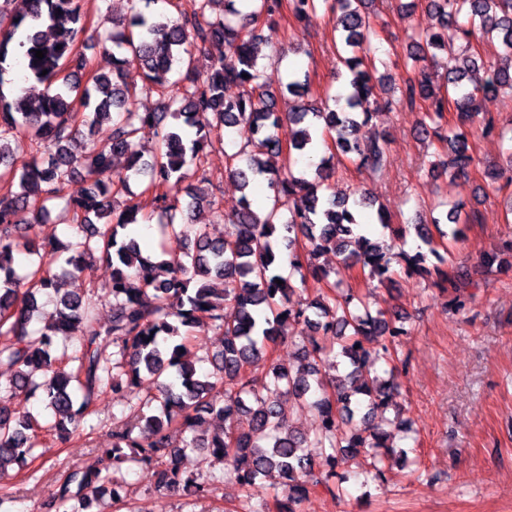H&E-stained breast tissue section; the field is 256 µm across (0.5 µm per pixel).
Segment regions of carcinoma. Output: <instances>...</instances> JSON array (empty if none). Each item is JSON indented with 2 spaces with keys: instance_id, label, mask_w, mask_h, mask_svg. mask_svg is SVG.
<instances>
[{
  "instance_id": "cac0c4a2",
  "label": "carcinoma",
  "mask_w": 512,
  "mask_h": 512,
  "mask_svg": "<svg viewBox=\"0 0 512 512\" xmlns=\"http://www.w3.org/2000/svg\"><path fill=\"white\" fill-rule=\"evenodd\" d=\"M169 2L131 0L129 13L106 17L110 28L97 40L103 50H112V72L97 73L89 70L85 53L91 37L82 0H0V86L16 57L11 42L17 33L25 81L45 85L36 97L24 92L7 99L0 92V479L9 467L21 470L41 458L46 438L70 439L69 426L97 414L103 390L127 399L125 419L112 422V445L100 449L102 467L60 478L56 495L40 512H69L76 492L87 501L108 488L117 497L123 469L132 464L147 471L159 492L203 496L210 486L180 466L188 450L224 464L249 491L278 473L283 498L275 499L276 512H296L309 485L320 483L310 448L326 451L325 463L332 468L363 456L365 474H382L395 447L391 432L372 417L396 406L398 389L394 370L380 375L377 365L392 361L403 322L372 314L350 290L292 305L291 278L300 275L304 286L309 273L336 289L331 270L319 264L329 252L381 284L392 280L393 262L407 274L422 273L431 256L439 262L440 288H465L473 275L465 266L444 270L442 265L451 254L444 238L458 239L460 225L474 222L476 213H464L456 204L432 220L440 240L428 225L417 224L421 245L413 253H395L394 245L374 242L360 231L361 211L374 206L371 198L338 197L323 187L333 178L339 156L371 176L382 174L386 139L358 133L393 105L412 108L418 102L425 103L419 135L448 146V159L430 164L431 169L442 170L445 188L463 187L475 163L468 130L477 124L493 129L477 101L512 91V72L472 57L448 76L443 90L416 63L434 59L436 51L461 36L496 43L511 54L512 0H429L435 30L412 38V64L405 65L397 99L373 105L368 103L373 73L364 57L377 32L368 0H288L299 22L321 7L336 13L348 92L334 97L335 108L321 109L305 99L306 74L288 82L287 91L299 104L285 114L277 111L276 95L265 85L256 46L257 22L274 21L282 0H228L221 12L215 5L222 0H191V8L176 18L164 12ZM210 44L224 46V54L201 76L192 55ZM37 50L43 59L35 57ZM132 67L142 71L139 87L126 81ZM139 90L167 99L163 111L136 110ZM451 103L453 126L446 118ZM104 122L111 126L107 146L71 153V143ZM242 124L255 126L259 136L230 156L229 174L245 191L267 180L273 195L264 212L257 213L244 194L240 210L227 218L224 235L213 237L191 220L194 211L215 206V198L191 188L183 206L187 220L176 221L181 183L192 175L212 185L203 168L207 149L213 137ZM146 127L158 137L148 159L137 143ZM21 129L34 142L35 154L18 167L9 144ZM319 134L331 137L333 151L315 161L310 151ZM116 156L125 158L119 175L113 173ZM298 163L306 164L299 176L291 170ZM78 170L84 188L65 202L71 214L65 247L38 240L32 224L20 227L19 212L49 213ZM145 176L148 197L136 200L130 182ZM148 209L165 214L161 229L174 244L157 262L142 256L127 233L129 225L148 219ZM442 224L448 231L440 230ZM284 249L286 274L277 265ZM21 252L27 255L22 273L16 268ZM97 258L111 267L110 279L101 285L112 301L105 325L83 295L62 292V278L83 277ZM60 261L65 267L59 274L53 265ZM45 301L53 312L32 331ZM291 323L308 330L297 348L300 365L275 363L267 380L248 375L254 359L288 338ZM197 328L224 336L221 349L209 358L212 370L204 373L190 358L189 340ZM70 336L79 337L72 351L59 345ZM146 375L153 387L143 395ZM18 391L38 398L55 421L43 426L19 410L13 403ZM286 396L309 400L318 419L314 438L294 430ZM241 414L252 421L247 433L229 426ZM207 415L227 423L208 439L198 434Z\"/></svg>"
}]
</instances>
